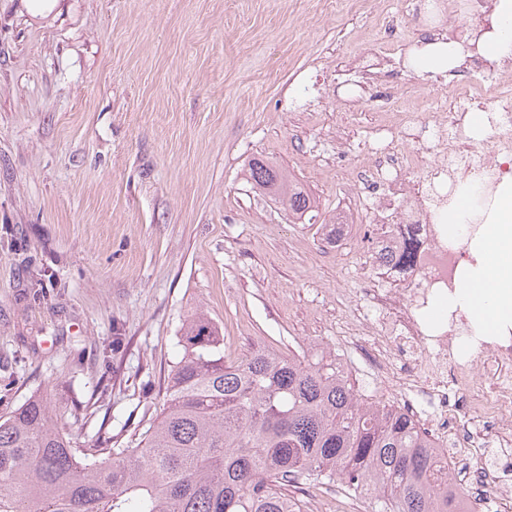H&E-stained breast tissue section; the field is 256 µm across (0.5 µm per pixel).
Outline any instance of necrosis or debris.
<instances>
[{"instance_id":"obj_1","label":"necrosis or debris","mask_w":512,"mask_h":512,"mask_svg":"<svg viewBox=\"0 0 512 512\" xmlns=\"http://www.w3.org/2000/svg\"><path fill=\"white\" fill-rule=\"evenodd\" d=\"M488 87L495 94L487 100ZM433 96L447 109L423 124L416 108L387 92L397 128L416 130L414 146L401 151L373 137L359 151L357 181L379 195L370 207L361 196L353 201L383 231L370 239L377 274L361 291L365 304L354 309L337 345L340 355H361L376 377L392 384L382 404L414 421L447 471H467L469 491H449L448 512H486L491 500L512 502V482L504 478L512 467V328L482 336L463 310L434 325L425 314L456 291L471 259L449 239L441 212L462 179L477 183L491 200L512 173L506 165L512 158V69L472 56L464 79L436 86ZM478 104L489 123L480 140L465 121ZM409 243L415 252L408 273L384 264L385 255H398Z\"/></svg>"}]
</instances>
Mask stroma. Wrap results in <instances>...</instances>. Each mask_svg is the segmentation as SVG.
<instances>
[{
    "label": "stroma",
    "mask_w": 512,
    "mask_h": 512,
    "mask_svg": "<svg viewBox=\"0 0 512 512\" xmlns=\"http://www.w3.org/2000/svg\"><path fill=\"white\" fill-rule=\"evenodd\" d=\"M392 24L409 46L449 26L404 0H0V414L42 391L75 442H130L200 306L232 357L335 349L364 245L321 227L347 217L381 92L422 108L434 83L401 54L349 81ZM256 157L310 219L253 187ZM249 179L255 187L277 195L284 208L300 218L313 208L309 193L295 183L285 169L269 160L253 159L249 165Z\"/></svg>",
    "instance_id": "35a3bbf8"
}]
</instances>
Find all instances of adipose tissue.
Instances as JSON below:
<instances>
[{
  "mask_svg": "<svg viewBox=\"0 0 512 512\" xmlns=\"http://www.w3.org/2000/svg\"><path fill=\"white\" fill-rule=\"evenodd\" d=\"M490 27L480 39V53L493 64L512 59V0H496ZM465 57L462 43L436 33L409 49L406 65L420 75L445 76L459 68ZM476 203L474 190H464L444 219L449 238L466 244L476 262L465 266L457 292L435 304L434 314L439 317L458 307L467 309L480 330L490 336L512 324V182H504L490 222L481 226L472 241L466 217Z\"/></svg>",
  "mask_w": 512,
  "mask_h": 512,
  "instance_id": "1",
  "label": "adipose tissue"
}]
</instances>
